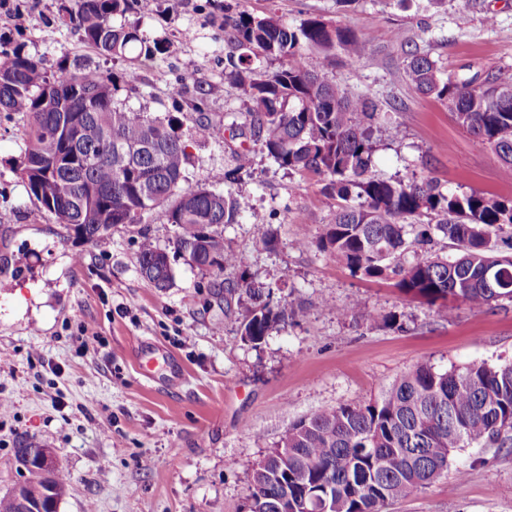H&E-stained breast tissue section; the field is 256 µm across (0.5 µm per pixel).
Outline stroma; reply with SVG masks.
<instances>
[{
	"mask_svg": "<svg viewBox=\"0 0 512 512\" xmlns=\"http://www.w3.org/2000/svg\"><path fill=\"white\" fill-rule=\"evenodd\" d=\"M62 0H10L29 22L15 29L0 9V51L21 47L58 74L69 65L121 75L119 101L150 117L181 123L191 181L221 191L228 174L250 197L260 223L223 228L243 271L205 273L174 258V284L159 292L138 273V245L150 236L169 247L175 235L162 211L142 224H119L98 245L75 240L55 222H33V204L15 171L25 118L0 112V494L20 482V438L55 453L68 474L57 512H246L250 473L299 419L324 406L364 404L416 365L440 371L512 361V301L437 307L404 297L393 281L352 275L336 258L297 243L317 236L336 202L315 178L279 168L244 136L218 144L194 136L204 118L245 123L249 104L224 79L228 48L224 6L288 25L310 17L340 22L371 41L368 59L337 54L330 77L358 84L378 104L381 131L374 171L383 178H430L442 189L512 197V169L463 130L447 106L419 94L404 73L408 44L459 78L512 68V0L403 8L396 0H138L144 34L170 49L150 65L100 55L60 25ZM494 23H487V16ZM202 85L206 109L173 96L179 79ZM251 146V173H235L234 151ZM273 236L266 247L264 236ZM272 300L309 306L307 316L260 345L242 339L245 306L231 295L240 276ZM335 309H319L321 298ZM357 300L381 323L344 317ZM84 329L83 343L72 339ZM160 361L154 379L135 369L137 351ZM452 471L387 512H512V448H469Z\"/></svg>",
	"mask_w": 512,
	"mask_h": 512,
	"instance_id": "35a3bbf8",
	"label": "stroma"
}]
</instances>
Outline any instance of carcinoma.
I'll return each mask as SVG.
<instances>
[{
  "label": "carcinoma",
  "mask_w": 512,
  "mask_h": 512,
  "mask_svg": "<svg viewBox=\"0 0 512 512\" xmlns=\"http://www.w3.org/2000/svg\"><path fill=\"white\" fill-rule=\"evenodd\" d=\"M133 2L71 0L61 5L59 21L79 42L135 69L168 46L149 40L134 23H114ZM224 41L230 48L224 79L250 102L251 137L279 167L318 178L337 200L333 221L298 247L313 243L353 275L393 278L402 295L431 305L450 297L479 307L512 300V198L374 173L377 105L357 85L329 78L336 50L361 62L369 56L367 38L318 18L288 26L273 16L226 11ZM312 49L317 54L310 57ZM265 61L277 62V69L260 72ZM405 72L512 168V69L458 79L415 49ZM117 91V77L99 69L62 67L54 76L20 48L0 54V112L26 116L16 172L34 200L32 219H52L97 245L113 226L139 224L161 209L176 228L173 255L202 272L240 268L242 257L224 247L219 228L246 215L257 218L248 198L232 187L217 192L192 182L179 120L151 118L116 101ZM186 94L185 83L174 88L188 107L202 111L204 88ZM64 116L78 117L68 141L56 135ZM195 134L222 143L224 124L201 121ZM437 238L455 245L457 254L443 258L426 250ZM165 254L150 237L139 243L138 271L160 292L174 282L172 264L161 261ZM237 291L251 300L240 334L255 345L297 315L286 300L274 306L263 300L264 289L243 276ZM341 312L386 321L355 300ZM507 446L512 362L444 372L420 364L378 400L322 407L289 426L252 470L247 512H316L326 500L334 512H381L439 479L455 452ZM46 452L32 440L19 442L21 494H0V512H56L68 474L43 466Z\"/></svg>",
  "instance_id": "cac0c4a2"
}]
</instances>
